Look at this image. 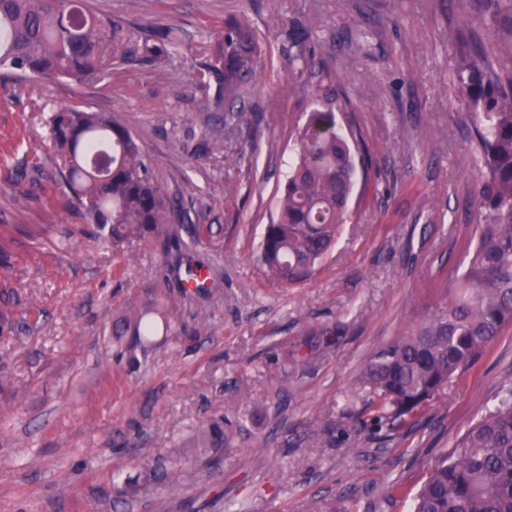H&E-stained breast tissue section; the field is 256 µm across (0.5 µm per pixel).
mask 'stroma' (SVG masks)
Here are the masks:
<instances>
[{
	"label": "stroma",
	"mask_w": 512,
	"mask_h": 512,
	"mask_svg": "<svg viewBox=\"0 0 512 512\" xmlns=\"http://www.w3.org/2000/svg\"><path fill=\"white\" fill-rule=\"evenodd\" d=\"M122 42L162 22L167 66L105 59L92 81L0 71V512H409L436 454L512 383V327L424 411L371 425L359 377L410 335L476 238L481 170L461 33L512 55L474 0H86ZM265 48L244 98L260 137L193 83L225 19ZM303 21L305 28L294 31ZM367 150L351 218L305 282L258 260L324 97ZM84 105L127 126L175 203L166 235L103 243L65 186L45 120ZM208 286L185 287L187 262ZM148 313L155 336H136ZM325 326L332 344L293 355ZM180 481L171 484L170 471Z\"/></svg>",
	"instance_id": "stroma-1"
}]
</instances>
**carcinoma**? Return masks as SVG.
<instances>
[{
	"label": "carcinoma",
	"instance_id": "obj_1",
	"mask_svg": "<svg viewBox=\"0 0 512 512\" xmlns=\"http://www.w3.org/2000/svg\"><path fill=\"white\" fill-rule=\"evenodd\" d=\"M484 20L512 31V0H477ZM116 31L83 0H0V70L22 78L84 82L99 72L107 46L129 59ZM454 69L465 91L484 174L476 199L478 239L452 288L439 291L413 334L376 351L362 383L377 423L393 426L423 409L448 381L467 372L512 325V75L496 68V52L473 34L460 37ZM181 30L155 26L138 44L154 63L171 61ZM195 81H214L224 98V127L260 135L259 119L242 106L257 76L262 47L245 19H228L206 46ZM64 183L104 241L160 235L173 203L151 176L135 136L101 112L60 106L47 120ZM336 122L332 102L313 109L294 140L295 159L277 210L266 226L259 260L280 284L308 277L324 260L349 202L364 156ZM414 512H512V386L494 406L436 456L414 498Z\"/></svg>",
	"mask_w": 512,
	"mask_h": 512
}]
</instances>
